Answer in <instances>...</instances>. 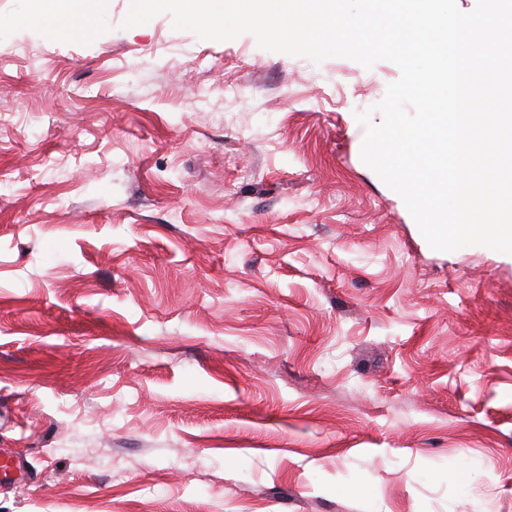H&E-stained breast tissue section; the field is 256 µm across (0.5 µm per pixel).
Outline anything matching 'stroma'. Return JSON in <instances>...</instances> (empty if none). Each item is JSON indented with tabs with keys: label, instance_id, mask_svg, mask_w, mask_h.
Masks as SVG:
<instances>
[{
	"label": "stroma",
	"instance_id": "35a3bbf8",
	"mask_svg": "<svg viewBox=\"0 0 512 512\" xmlns=\"http://www.w3.org/2000/svg\"><path fill=\"white\" fill-rule=\"evenodd\" d=\"M0 0V512H512V257L361 159L400 76ZM43 8L36 16L37 23L57 36L87 31L95 19L105 14L109 0H52L37 1Z\"/></svg>",
	"mask_w": 512,
	"mask_h": 512
}]
</instances>
